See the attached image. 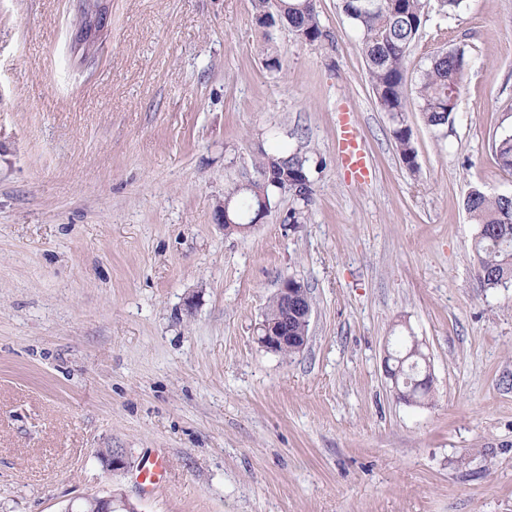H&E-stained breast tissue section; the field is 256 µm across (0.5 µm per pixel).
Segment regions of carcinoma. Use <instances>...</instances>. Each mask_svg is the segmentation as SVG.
Listing matches in <instances>:
<instances>
[{"label":"carcinoma","instance_id":"cac0c4a2","mask_svg":"<svg viewBox=\"0 0 512 512\" xmlns=\"http://www.w3.org/2000/svg\"><path fill=\"white\" fill-rule=\"evenodd\" d=\"M342 12L359 32L373 94L379 109L394 119L392 136L402 163L415 173L419 166L405 113L416 107L426 125L442 128L452 123L461 94L464 77V51L454 49L435 55L419 79L415 98L403 91L409 49L427 21L431 0H340ZM254 19L265 29L284 27L298 40L309 44L333 41L330 31L321 24L316 0H252ZM493 153L497 164L512 169V135L495 141ZM288 174V185L266 189L268 202L288 193L296 202L288 219L301 223L304 209L311 203L312 187L303 176L305 159L286 149L260 151L253 162V172L267 167ZM237 203L231 219L247 224L253 200L237 185L224 193ZM464 208L477 233L472 248L477 257L476 276L481 287L498 289L512 287V202L507 196L490 195L482 187L470 188ZM410 346L398 351L402 359L399 378L409 385L418 379L423 365L421 358L407 355Z\"/></svg>","mask_w":512,"mask_h":512}]
</instances>
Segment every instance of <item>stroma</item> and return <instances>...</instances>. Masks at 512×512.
Wrapping results in <instances>:
<instances>
[{
    "instance_id": "obj_1",
    "label": "stroma",
    "mask_w": 512,
    "mask_h": 512,
    "mask_svg": "<svg viewBox=\"0 0 512 512\" xmlns=\"http://www.w3.org/2000/svg\"><path fill=\"white\" fill-rule=\"evenodd\" d=\"M77 6L0 0V512L84 494L137 512H512V287L480 286L463 206L474 185L512 195L492 149L512 134V0L430 11L406 93L438 51L468 66L452 128L406 116L415 175L339 0H317L322 46L259 28L251 0H111L85 63ZM343 113L362 179L336 150ZM281 143L306 159L304 223L284 194L225 230V191ZM285 277L312 303L290 357L255 340ZM402 336L428 357V401L385 374ZM108 448L126 469H104Z\"/></svg>"
}]
</instances>
